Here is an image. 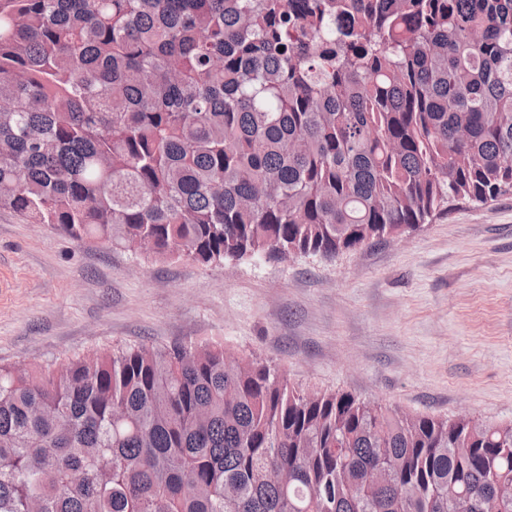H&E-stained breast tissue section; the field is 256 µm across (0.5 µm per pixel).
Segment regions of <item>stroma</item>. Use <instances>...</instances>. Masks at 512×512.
<instances>
[{
  "label": "stroma",
  "instance_id": "35a3bbf8",
  "mask_svg": "<svg viewBox=\"0 0 512 512\" xmlns=\"http://www.w3.org/2000/svg\"><path fill=\"white\" fill-rule=\"evenodd\" d=\"M219 343L306 391L512 420V194L333 260L203 266L90 247L0 209V365Z\"/></svg>",
  "mask_w": 512,
  "mask_h": 512
}]
</instances>
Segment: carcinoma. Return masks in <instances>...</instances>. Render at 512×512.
Wrapping results in <instances>:
<instances>
[{"label": "carcinoma", "instance_id": "obj_1", "mask_svg": "<svg viewBox=\"0 0 512 512\" xmlns=\"http://www.w3.org/2000/svg\"><path fill=\"white\" fill-rule=\"evenodd\" d=\"M508 192L512 0H0V208L73 241L333 260ZM507 485L512 421L222 346L0 366V512H477Z\"/></svg>", "mask_w": 512, "mask_h": 512}]
</instances>
